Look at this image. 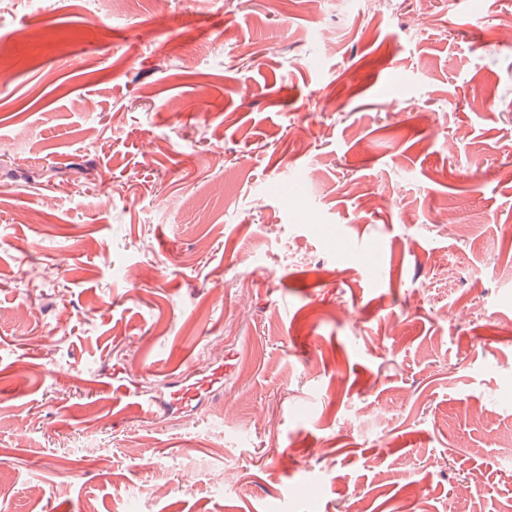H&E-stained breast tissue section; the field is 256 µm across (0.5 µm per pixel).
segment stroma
I'll return each instance as SVG.
<instances>
[{"label": "stroma", "instance_id": "35a3bbf8", "mask_svg": "<svg viewBox=\"0 0 512 512\" xmlns=\"http://www.w3.org/2000/svg\"><path fill=\"white\" fill-rule=\"evenodd\" d=\"M510 32L0 0V512H512Z\"/></svg>", "mask_w": 512, "mask_h": 512}]
</instances>
